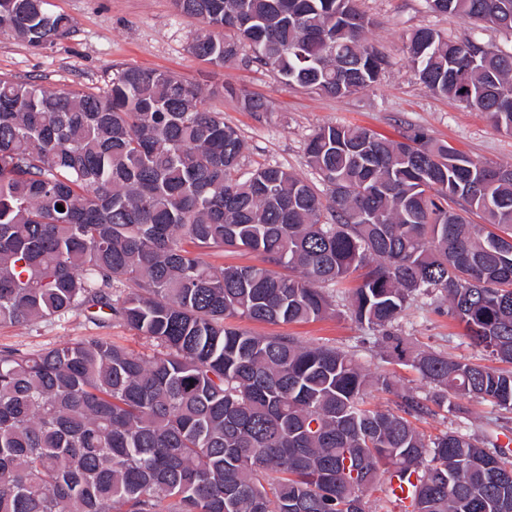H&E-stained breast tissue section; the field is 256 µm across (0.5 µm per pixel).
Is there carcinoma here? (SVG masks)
<instances>
[{"label":"carcinoma","instance_id":"carcinoma-1","mask_svg":"<svg viewBox=\"0 0 512 512\" xmlns=\"http://www.w3.org/2000/svg\"><path fill=\"white\" fill-rule=\"evenodd\" d=\"M172 3L200 25L188 51L218 68L247 48L286 84L344 97L388 66L358 0ZM426 3L512 30V0ZM3 33L39 49L72 25L49 0H0ZM406 52L430 93L512 135V53L429 27ZM209 93L128 65L101 92L0 76V325L81 308L156 347L0 349V512H368L375 491L401 512H512V455L495 430L427 438L415 425L463 413L461 398L512 412V165L423 128L393 140L327 124L306 145L322 196L279 166L241 176L245 143ZM216 249L259 263L216 270L204 260ZM330 288L430 396L370 408L367 390L395 392L389 377L230 323L322 319L337 313ZM418 296L505 367L407 355L392 328Z\"/></svg>","mask_w":512,"mask_h":512}]
</instances>
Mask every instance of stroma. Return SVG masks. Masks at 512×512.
Segmentation results:
<instances>
[{"label": "stroma", "mask_w": 512, "mask_h": 512, "mask_svg": "<svg viewBox=\"0 0 512 512\" xmlns=\"http://www.w3.org/2000/svg\"><path fill=\"white\" fill-rule=\"evenodd\" d=\"M50 3L53 12L71 18V36L38 50L0 36V74L33 80L50 90L75 86L97 92L104 89L113 66L133 65L171 71L209 90L224 85L258 94L269 101L270 111H243L238 100L228 96L206 101L208 107L223 112L225 123L243 137L242 171L261 165L282 166L311 184H319V176L306 163L305 148L315 129L327 123L362 126L396 140L408 128L422 127L470 156L512 165V136L496 131L483 113L429 93L417 80L405 52L407 35L419 27L440 30L452 39L475 34L505 52L512 51V31L475 30L470 22L429 11L425 0H359L361 10L375 21L367 38L387 55L389 65L373 88L338 98L280 82L244 55L221 69L193 57L188 46L199 25L195 19L177 14L171 0ZM241 326L260 335L291 336L306 345L355 351L365 372L389 374L398 389L420 396L430 391L411 366L387 356L377 330L358 324L348 314L292 324L245 320ZM395 330L414 352L441 350L461 359L486 360L467 343L462 328L447 314L435 311L423 297L405 311ZM87 336H98L136 352L148 349L144 339L122 322L97 326L79 310L28 328L2 325L0 348L41 351ZM463 405L465 418H430L420 422V429L434 436L459 426L474 431L494 422L504 426L505 439L512 443V413L472 399L464 400Z\"/></svg>", "instance_id": "35a3bbf8"}]
</instances>
